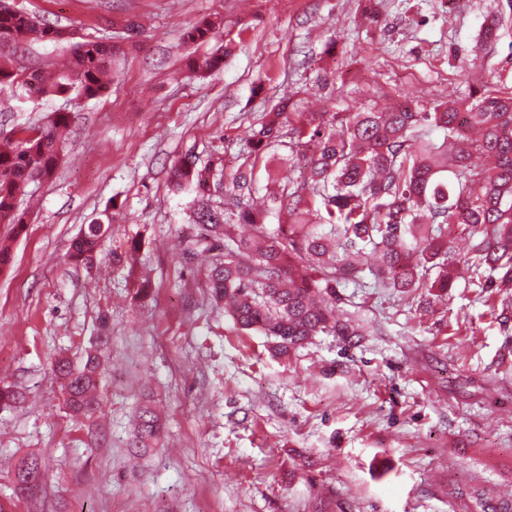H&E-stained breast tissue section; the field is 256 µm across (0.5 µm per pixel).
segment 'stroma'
Listing matches in <instances>:
<instances>
[{
  "instance_id": "obj_1",
  "label": "stroma",
  "mask_w": 512,
  "mask_h": 512,
  "mask_svg": "<svg viewBox=\"0 0 512 512\" xmlns=\"http://www.w3.org/2000/svg\"><path fill=\"white\" fill-rule=\"evenodd\" d=\"M505 0H13L75 37L122 41L106 93L23 101L0 91V139L69 113L65 159L18 200L26 226L0 239V380L26 400L0 410L5 512H502L512 504V303L458 279L447 295L341 289L360 341L316 336L288 359L237 330L204 285L211 255L184 251L196 233L189 194L169 188L175 160L242 163L256 123L289 95L302 112L468 94L453 52L499 23L482 62L512 87ZM205 15L218 39L184 42ZM235 46L220 73L190 60ZM36 40L13 64L29 72L69 58ZM111 225L91 263L72 240ZM108 335L100 406L72 417L52 372L80 364ZM159 444L132 456L143 395ZM42 456L33 494L15 497L18 462Z\"/></svg>"
}]
</instances>
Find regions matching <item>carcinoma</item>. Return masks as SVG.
<instances>
[{
  "label": "carcinoma",
  "instance_id": "carcinoma-1",
  "mask_svg": "<svg viewBox=\"0 0 512 512\" xmlns=\"http://www.w3.org/2000/svg\"><path fill=\"white\" fill-rule=\"evenodd\" d=\"M224 20L207 15L184 32L191 44L218 37ZM58 29L0 0V89L34 99L71 93L94 99L106 89V77L120 47L117 43L83 38L75 43L69 65L59 72L21 73L3 54L35 39L59 41ZM229 48L217 49L194 68L220 72ZM455 75L468 80L477 61L454 54ZM485 91L461 100L440 101L416 111L402 103L386 111L353 107L349 112H296L297 142L319 143L301 181L282 185L263 208L253 204L257 192L256 164L279 141L290 98L284 96L263 117L247 144V156L226 174L224 158L216 156L199 167L189 155L172 167V187L193 195V223L199 242L216 252L207 268V287L216 303H224L239 329L273 339V352L288 358L320 333L345 342L363 335L364 325L337 313V289L370 279L375 288L412 293L429 288L448 293L466 273L485 279L488 288H512V88L495 84L490 74ZM69 115L54 112L42 124L10 137L0 149V224L22 233L24 219L17 200L34 180L50 178L62 159L59 129ZM439 130L442 138L430 132ZM490 158L477 168L473 153ZM224 190L223 204L213 193ZM287 212L288 223L271 229L265 215ZM237 224L252 234L238 238ZM483 235L477 260L463 266L448 263V225ZM108 228L89 224L71 244L70 261L87 263L99 249ZM53 371L61 380L65 401L75 415L98 405L102 375L98 350L87 353L75 369L65 359ZM22 391L0 387V405L23 403ZM130 443L140 453L157 443L161 424L146 397L136 410ZM45 461L29 456L18 463L12 485L34 476L39 481Z\"/></svg>",
  "mask_w": 512,
  "mask_h": 512
}]
</instances>
